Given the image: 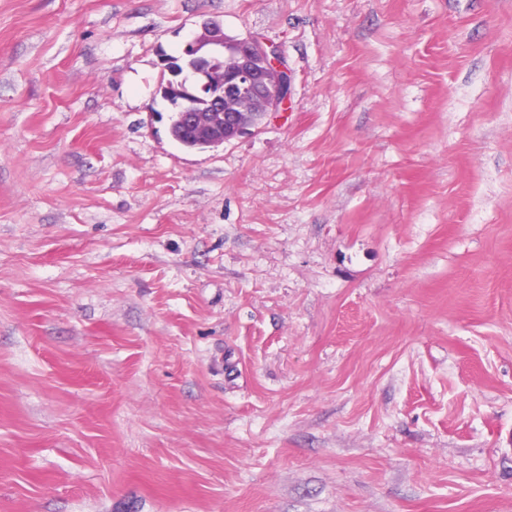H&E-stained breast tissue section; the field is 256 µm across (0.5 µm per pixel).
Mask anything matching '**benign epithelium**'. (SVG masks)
Wrapping results in <instances>:
<instances>
[{"mask_svg":"<svg viewBox=\"0 0 512 512\" xmlns=\"http://www.w3.org/2000/svg\"><path fill=\"white\" fill-rule=\"evenodd\" d=\"M161 72L166 80L158 93L202 150L259 129L236 102L257 101L267 114L278 111L290 94L291 73L281 45L256 35L229 42L213 22L204 24L181 56L161 55Z\"/></svg>","mask_w":512,"mask_h":512,"instance_id":"7a95c632","label":"benign epithelium"}]
</instances>
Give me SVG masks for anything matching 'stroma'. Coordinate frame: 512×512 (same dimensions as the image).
<instances>
[{
  "label": "stroma",
  "mask_w": 512,
  "mask_h": 512,
  "mask_svg": "<svg viewBox=\"0 0 512 512\" xmlns=\"http://www.w3.org/2000/svg\"><path fill=\"white\" fill-rule=\"evenodd\" d=\"M0 512H512V0H0ZM202 28L181 56L161 55L166 80L159 82L157 92L168 104L167 112H177L182 130L192 134L199 150H206L259 129L253 112H241L233 103L250 99L259 101L264 115L276 112L288 100L292 78L281 45L256 35L227 42L220 25L207 22ZM215 113L223 124L209 120Z\"/></svg>",
  "instance_id": "stroma-1"
}]
</instances>
